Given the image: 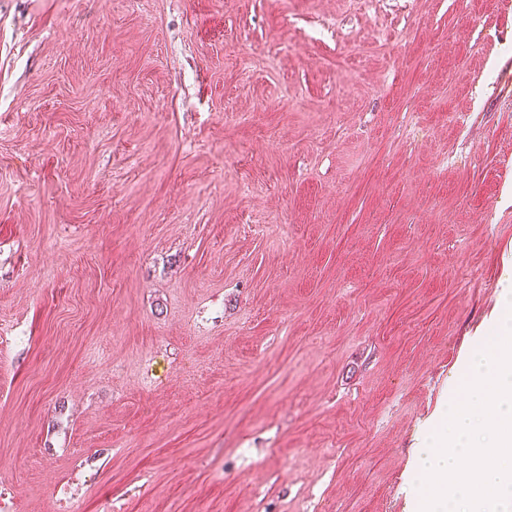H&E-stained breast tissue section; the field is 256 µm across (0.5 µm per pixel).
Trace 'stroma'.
Here are the masks:
<instances>
[{"mask_svg":"<svg viewBox=\"0 0 512 512\" xmlns=\"http://www.w3.org/2000/svg\"><path fill=\"white\" fill-rule=\"evenodd\" d=\"M509 63L512 0H0V512H418Z\"/></svg>","mask_w":512,"mask_h":512,"instance_id":"1","label":"stroma"}]
</instances>
